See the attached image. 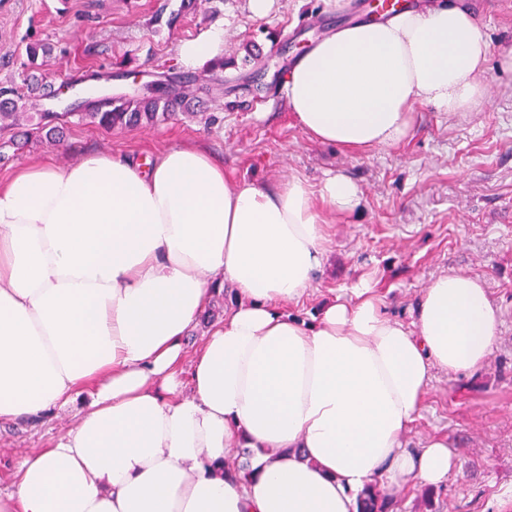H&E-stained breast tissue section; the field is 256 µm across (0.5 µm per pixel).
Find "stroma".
Here are the masks:
<instances>
[{
  "label": "stroma",
  "instance_id": "1",
  "mask_svg": "<svg viewBox=\"0 0 512 512\" xmlns=\"http://www.w3.org/2000/svg\"><path fill=\"white\" fill-rule=\"evenodd\" d=\"M483 25L492 45L485 72L488 102L456 115L418 107L400 142L350 155L312 140L288 108L284 84L295 61L320 37L359 21L355 0H273L253 17L248 0H195L175 28L164 22L181 0H0V88L18 91L22 112H62L85 101L84 85L115 93L134 79L201 76L179 45L224 34L225 77L261 75L262 89L214 87L203 112L176 114L152 126L104 130L70 120L61 140L37 138L15 149L17 129L0 123V180L32 158L62 165L84 155L120 153L137 160L194 143L224 165L232 180L277 187L291 175L319 185L342 174L360 203L328 227L322 269L288 313L312 322L323 303L368 279L387 313L408 319L439 275L483 279L501 310V330L475 372L433 370L426 405L406 436L421 447L447 437L457 465L447 485L397 490V512H512V0H454ZM51 47L29 64V43ZM270 63L259 73L244 44ZM74 424L67 410L31 423L0 426V492L11 489L20 457L45 447Z\"/></svg>",
  "mask_w": 512,
  "mask_h": 512
}]
</instances>
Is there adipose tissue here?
<instances>
[{"label": "adipose tissue", "mask_w": 512, "mask_h": 512, "mask_svg": "<svg viewBox=\"0 0 512 512\" xmlns=\"http://www.w3.org/2000/svg\"><path fill=\"white\" fill-rule=\"evenodd\" d=\"M491 43L460 7L405 9L327 35L290 71L288 107L311 138L361 154L399 141L417 107L481 108ZM360 191L234 183L189 145L141 164L90 153L33 159L0 182V423L72 409L75 424L27 453L0 512H357L372 484L438 488L447 440L407 448L432 369L470 373L501 312L485 282L452 272L411 323L369 281L308 325L284 303L326 254L315 208L351 212ZM243 299L184 338L224 283ZM253 449L251 474L225 470Z\"/></svg>", "instance_id": "ef3b65f1"}]
</instances>
